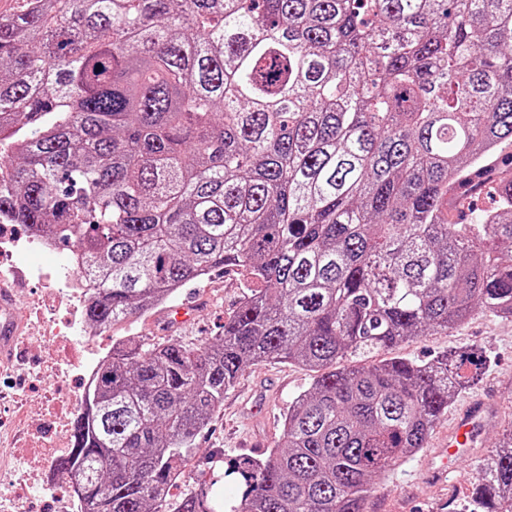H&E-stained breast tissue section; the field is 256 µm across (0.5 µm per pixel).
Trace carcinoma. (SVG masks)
<instances>
[{
    "label": "carcinoma",
    "instance_id": "carcinoma-1",
    "mask_svg": "<svg viewBox=\"0 0 512 512\" xmlns=\"http://www.w3.org/2000/svg\"><path fill=\"white\" fill-rule=\"evenodd\" d=\"M512 0H23L0 18V221L75 249L91 327L227 267L218 336L112 345L55 470L90 512H164L245 368L313 375L278 445L173 512H364L489 366L476 347L339 367L512 318ZM493 206L448 222V193ZM484 512H512V430Z\"/></svg>",
    "mask_w": 512,
    "mask_h": 512
}]
</instances>
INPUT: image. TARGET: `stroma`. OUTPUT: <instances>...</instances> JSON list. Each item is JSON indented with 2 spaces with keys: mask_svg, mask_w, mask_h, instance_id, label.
Listing matches in <instances>:
<instances>
[{
  "mask_svg": "<svg viewBox=\"0 0 512 512\" xmlns=\"http://www.w3.org/2000/svg\"><path fill=\"white\" fill-rule=\"evenodd\" d=\"M186 294L196 296L198 304L191 323L171 326L161 312L133 314L113 323L110 329L91 333L86 345L71 347L64 369L77 380L78 365L91 353L110 347L116 338L138 336L149 342L178 339L198 342L219 335L225 319L248 294L243 271L228 269L192 282ZM474 346L487 352L491 363L485 376L471 390L458 395L449 406V414L433 428L425 448L409 457L394 472L376 480L365 504V512H440L444 500H452L450 512H471L477 490L489 474L492 445L498 434L512 426V318H497L475 312L470 319L449 331L434 332L402 344L395 351L371 350L350 357L353 365H369L397 355L427 361L446 350ZM53 348L40 349L35 372L28 380L0 373V391L13 390L14 399L0 402V425L9 428L13 439L27 435L14 425L23 405L39 414L41 404H53L56 395L50 376L62 367L53 363ZM311 386L308 372L285 362H262L247 367L235 385L224 395L223 406L213 415L209 426L196 438L192 459L181 468L170 491L172 498L213 484L215 493L225 501L238 498L240 485L226 477L227 465L240 454H263L274 448L282 433V417L294 399ZM493 395L497 413L481 432L473 455L475 464L458 467L448 476L437 470L448 458V430L451 416L471 398Z\"/></svg>",
  "mask_w": 512,
  "mask_h": 512,
  "instance_id": "obj_1",
  "label": "stroma"
}]
</instances>
